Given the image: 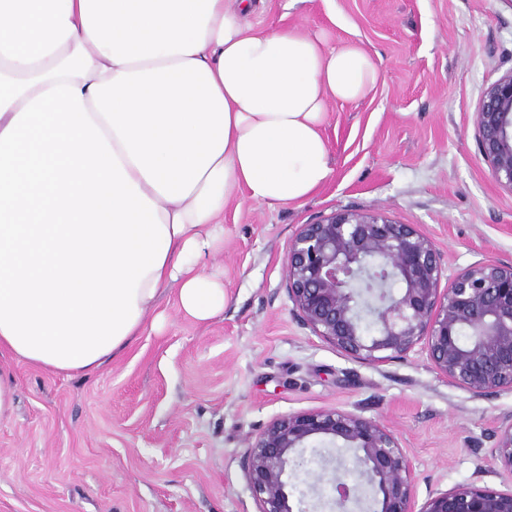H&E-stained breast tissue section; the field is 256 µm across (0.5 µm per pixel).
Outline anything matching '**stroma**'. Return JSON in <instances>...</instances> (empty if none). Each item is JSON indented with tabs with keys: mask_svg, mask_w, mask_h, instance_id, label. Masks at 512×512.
<instances>
[{
	"mask_svg": "<svg viewBox=\"0 0 512 512\" xmlns=\"http://www.w3.org/2000/svg\"><path fill=\"white\" fill-rule=\"evenodd\" d=\"M262 25L355 42L381 77L364 99L329 106L334 174L297 206L243 200L224 211L227 305L205 324L174 289L111 364L87 377L11 363L16 410L0 420V512H258L244 468L249 442L277 417L355 411L390 424L417 473L415 495L490 473L512 391L477 396L441 377L423 346L374 366L320 337L288 298L284 263L300 225L340 209L382 210L441 252L445 278L470 264L512 263V191L493 177L474 113L512 71V0H264ZM298 473L304 512H336L311 492L321 459L355 452L317 436Z\"/></svg>",
	"mask_w": 512,
	"mask_h": 512,
	"instance_id": "1",
	"label": "stroma"
}]
</instances>
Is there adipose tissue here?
Returning a JSON list of instances; mask_svg holds the SVG:
<instances>
[{
	"label": "adipose tissue",
	"mask_w": 512,
	"mask_h": 512,
	"mask_svg": "<svg viewBox=\"0 0 512 512\" xmlns=\"http://www.w3.org/2000/svg\"><path fill=\"white\" fill-rule=\"evenodd\" d=\"M258 0H0V357L89 375L161 327L162 289L224 309V210L332 177L330 103L380 72Z\"/></svg>",
	"instance_id": "obj_1"
}]
</instances>
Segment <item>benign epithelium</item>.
<instances>
[{"label":"benign epithelium","instance_id":"1","mask_svg":"<svg viewBox=\"0 0 512 512\" xmlns=\"http://www.w3.org/2000/svg\"><path fill=\"white\" fill-rule=\"evenodd\" d=\"M475 124L497 182L512 190V71L482 93ZM288 298L312 332L337 350L379 365L424 344L434 369L475 395L512 391V265L486 260L441 287L435 242L415 224L381 211L335 210L299 226L285 261ZM315 436L357 452L355 474L335 461L323 492L348 512L370 486L373 512H512V488L462 485L417 505L416 473L393 429L354 412L319 409L275 419L245 453L258 512H294L286 469L305 465L296 449ZM493 461L512 476V418L500 426Z\"/></svg>","mask_w":512,"mask_h":512}]
</instances>
